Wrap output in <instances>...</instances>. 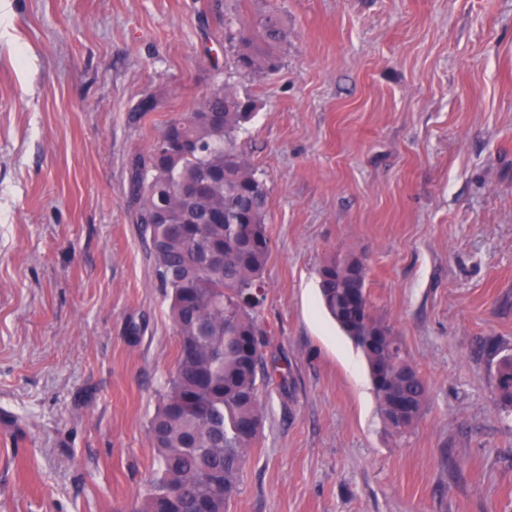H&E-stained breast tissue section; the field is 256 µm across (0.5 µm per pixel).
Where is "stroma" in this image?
I'll return each mask as SVG.
<instances>
[{
    "label": "stroma",
    "mask_w": 512,
    "mask_h": 512,
    "mask_svg": "<svg viewBox=\"0 0 512 512\" xmlns=\"http://www.w3.org/2000/svg\"><path fill=\"white\" fill-rule=\"evenodd\" d=\"M267 11L277 71L227 64ZM255 104L256 313L287 384L228 512H512V0H0V512H126L178 351L132 164L216 85ZM155 107L143 111L142 103ZM366 258L428 384L399 438L317 270ZM495 397L498 408L512 412V353L502 355L493 375Z\"/></svg>",
    "instance_id": "35a3bbf8"
}]
</instances>
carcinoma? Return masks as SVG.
<instances>
[{"mask_svg":"<svg viewBox=\"0 0 512 512\" xmlns=\"http://www.w3.org/2000/svg\"><path fill=\"white\" fill-rule=\"evenodd\" d=\"M287 39L280 17L269 11L248 32L230 35L231 65L244 73L275 71V51ZM252 109L249 98L218 85L133 163L136 223L169 300L179 349L148 423L158 468L130 512H227L247 449L260 434L261 387L276 375L287 378L264 365L254 319L271 241L268 191L236 147ZM353 259L337 255L318 269L322 302L366 361L384 427L403 437L424 414L428 386L417 376L406 389L409 409L401 421L387 417L409 358L372 311L368 266L352 278ZM493 380L498 408L511 413L512 353L499 358Z\"/></svg>","mask_w":512,"mask_h":512,"instance_id":"1","label":"carcinoma"}]
</instances>
